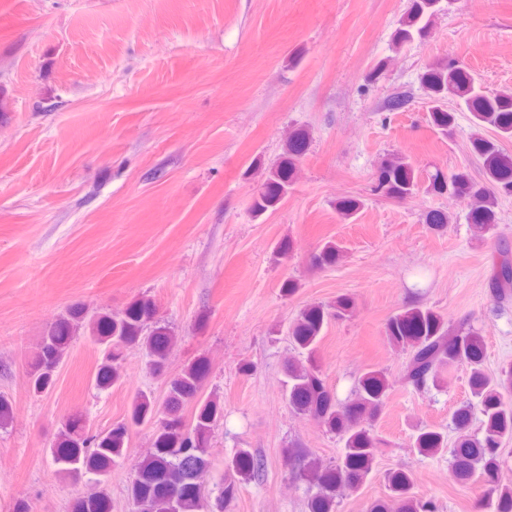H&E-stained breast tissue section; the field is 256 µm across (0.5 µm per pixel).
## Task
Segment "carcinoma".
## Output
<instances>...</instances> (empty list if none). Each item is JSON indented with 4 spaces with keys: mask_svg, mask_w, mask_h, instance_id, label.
Masks as SVG:
<instances>
[{
    "mask_svg": "<svg viewBox=\"0 0 512 512\" xmlns=\"http://www.w3.org/2000/svg\"><path fill=\"white\" fill-rule=\"evenodd\" d=\"M442 2L410 0L392 42L403 45L426 38L434 18L442 11ZM420 82L431 103L429 121L435 128L446 134L454 126L455 113L447 109L450 100L471 114L470 145L481 175L477 180L465 172L448 176L437 171L428 177V188L467 201L469 223L479 232H488L497 224V195H512V153L503 148L504 141L512 140V93L482 91L475 75L455 59L429 65ZM307 149L305 130L297 129L288 136L282 156L268 168L252 197L255 216L275 211L288 196ZM419 188V171L403 156L385 160L376 172V190L390 199L407 200ZM361 206L362 201L354 196L336 200L337 211L346 218ZM342 259V249L331 240L313 257L315 266L321 269L332 268ZM489 288L499 303L512 298L509 251L500 252L494 263ZM354 307L347 295L337 297L330 305H307L288 329L296 352L286 372L288 405L342 442L338 460L327 464L304 451L289 448L285 452L294 477L315 488L307 502L308 512H336L340 493L358 490L376 459L377 439L371 422L386 405L390 390L386 373L381 369L364 372L358 378L353 399L342 403L326 384L317 358L328 322L351 316ZM80 332L103 350V362L95 377L97 388L107 390L122 382L124 356L138 351L146 357L149 371L165 379V398L160 403L152 393H140L126 419L106 432H90L79 415L68 419L50 449L58 472L75 478L90 475L101 483L112 466L126 456L131 427L151 423V448L137 463L127 486L133 512H224V503L235 497L241 483L262 475L264 459L248 448H239L225 462L217 494L210 495L202 486L201 477L213 467L211 438L224 417V401L215 395L204 396L210 367L203 357L174 375L168 374L176 335L149 298L140 297L118 312L91 311L79 304L68 308L48 326L30 364L28 377L33 393L47 392L55 385L59 365L73 336ZM384 336L390 345L408 353L404 380L416 390L439 385L447 370L466 368L471 399L453 414V425L459 433L453 448H448L446 435L429 427L420 429L413 447L423 454L450 450L455 480L465 484L476 478L485 487L481 509L512 512V485L500 479L501 446L512 439V364L496 375L488 374L484 369L483 336L471 328H450L442 314L425 305L405 307L392 315L385 323ZM189 404L194 405V413L187 421L182 410ZM476 408L481 414L480 438L469 435ZM387 485L390 494L372 503L369 512H435L433 503L414 498L412 477L406 469L388 472ZM72 512H112V500L106 492L94 491L77 498Z\"/></svg>",
    "mask_w": 512,
    "mask_h": 512,
    "instance_id": "1",
    "label": "carcinoma"
}]
</instances>
